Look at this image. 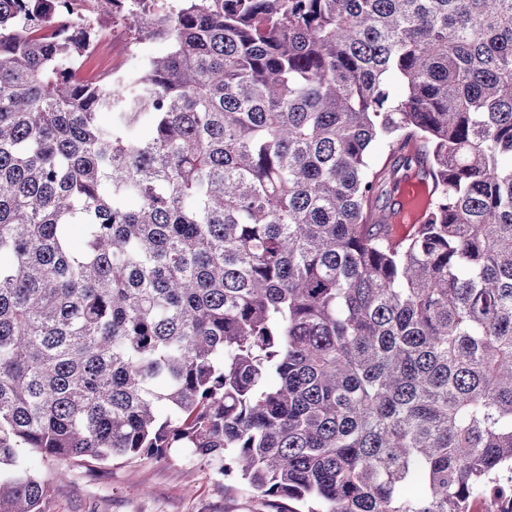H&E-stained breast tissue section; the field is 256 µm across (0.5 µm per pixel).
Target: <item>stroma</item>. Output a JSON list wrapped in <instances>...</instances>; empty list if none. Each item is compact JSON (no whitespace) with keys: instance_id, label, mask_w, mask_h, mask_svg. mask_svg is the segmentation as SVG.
Wrapping results in <instances>:
<instances>
[{"instance_id":"stroma-1","label":"stroma","mask_w":512,"mask_h":512,"mask_svg":"<svg viewBox=\"0 0 512 512\" xmlns=\"http://www.w3.org/2000/svg\"><path fill=\"white\" fill-rule=\"evenodd\" d=\"M104 27L110 37L87 69L121 66L131 52L125 25L108 21ZM24 461L31 472L55 480L45 512H276L248 486L182 448L160 458H87L65 467L28 451Z\"/></svg>"}]
</instances>
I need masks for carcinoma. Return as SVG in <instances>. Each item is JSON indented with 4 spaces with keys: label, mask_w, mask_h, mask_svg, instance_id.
<instances>
[{
    "label": "carcinoma",
    "mask_w": 512,
    "mask_h": 512,
    "mask_svg": "<svg viewBox=\"0 0 512 512\" xmlns=\"http://www.w3.org/2000/svg\"><path fill=\"white\" fill-rule=\"evenodd\" d=\"M42 2L0 0V512L26 449L175 444L285 512L512 498V0H93L169 42L96 82ZM376 140L437 188L400 239Z\"/></svg>",
    "instance_id": "cac0c4a2"
}]
</instances>
